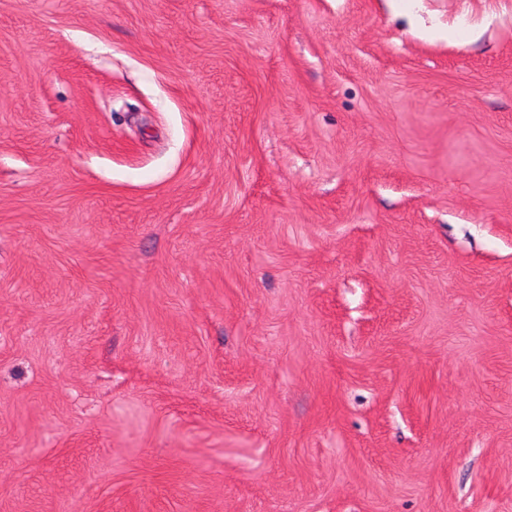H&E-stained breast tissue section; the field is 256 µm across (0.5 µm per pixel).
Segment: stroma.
<instances>
[{
    "instance_id": "35a3bbf8",
    "label": "stroma",
    "mask_w": 512,
    "mask_h": 512,
    "mask_svg": "<svg viewBox=\"0 0 512 512\" xmlns=\"http://www.w3.org/2000/svg\"><path fill=\"white\" fill-rule=\"evenodd\" d=\"M0 512H512V0H0Z\"/></svg>"
}]
</instances>
